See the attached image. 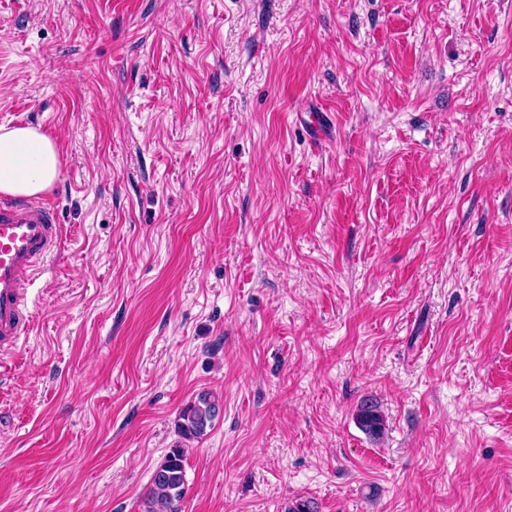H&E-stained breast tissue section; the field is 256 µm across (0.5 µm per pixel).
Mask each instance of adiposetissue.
Segmentation results:
<instances>
[{
	"label": "adipose tissue",
	"instance_id": "1",
	"mask_svg": "<svg viewBox=\"0 0 512 512\" xmlns=\"http://www.w3.org/2000/svg\"><path fill=\"white\" fill-rule=\"evenodd\" d=\"M60 158L55 143L31 126H0V193L37 197L53 184Z\"/></svg>",
	"mask_w": 512,
	"mask_h": 512
}]
</instances>
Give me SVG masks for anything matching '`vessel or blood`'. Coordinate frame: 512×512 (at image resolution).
Returning a JSON list of instances; mask_svg holds the SVG:
<instances>
[{"label": "vessel or blood", "instance_id": "vessel-or-blood-1", "mask_svg": "<svg viewBox=\"0 0 512 512\" xmlns=\"http://www.w3.org/2000/svg\"><path fill=\"white\" fill-rule=\"evenodd\" d=\"M54 208L29 201L0 202V354L28 328L27 284L59 252Z\"/></svg>", "mask_w": 512, "mask_h": 512}]
</instances>
